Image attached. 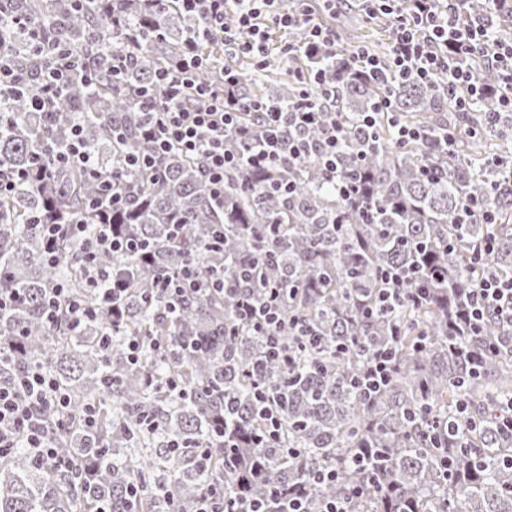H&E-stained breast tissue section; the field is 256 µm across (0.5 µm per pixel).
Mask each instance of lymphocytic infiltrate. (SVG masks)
I'll return each mask as SVG.
<instances>
[{"instance_id": "obj_1", "label": "lymphocytic infiltrate", "mask_w": 512, "mask_h": 512, "mask_svg": "<svg viewBox=\"0 0 512 512\" xmlns=\"http://www.w3.org/2000/svg\"><path fill=\"white\" fill-rule=\"evenodd\" d=\"M184 13L197 17L198 24L187 37L182 54L167 66L157 70L151 85L140 88L138 96L147 105L142 115L141 134L151 146L150 153L125 157L127 168H153L155 155L170 149L198 159L208 182L216 193L224 191V172L239 161L237 154L225 149L226 133H242L243 111L251 109L263 116L265 135L248 151V162L262 165L278 157L280 150L290 155L305 152L302 142H285L289 128H304L314 124L319 97L325 96L324 86L311 85L307 75H299L302 86L299 98L288 111L251 103L244 105L233 96L239 79L226 75L222 91H215L199 80L200 72L209 64L208 56L199 45L217 42L224 49L252 58L258 67H265L270 54V31L305 29L308 48L335 52L336 32L316 21L310 0H177ZM384 7L390 18V47L386 59L357 49L355 58L362 61L366 76L384 83L394 77L413 79L421 83L442 84L448 89L458 111H469L473 102L483 98L485 86L473 82L469 71L457 67L460 59H478L488 69L498 73V104L502 111L512 112V38L500 39L488 34L479 24L461 25L459 13L466 0H368ZM35 54L43 58L38 72V87L30 99L36 112H50L72 72L85 69L83 55L63 45L44 51L40 42L32 44ZM342 145L336 129H329L317 151L327 172V181L343 198L356 200L360 194L356 179L336 171V153ZM52 165L40 172L41 178H52L54 171L79 168L101 178L106 190L93 202L95 209L106 211L122 204L120 193L110 190L109 176L100 175L86 147L81 126H72L62 149L52 150ZM40 230L48 242L42 256L47 264H55L58 256L54 243L67 233L84 241L79 261L86 271V286L99 295V301L89 304L73 295L69 289L57 287L46 297L42 316L49 325H56L60 309H68L70 331H77L86 321L98 317L101 306H109L113 315H120L127 288L123 280L114 277L97 264L99 254L109 252L129 259L145 256L141 242L116 235L111 225L103 224L88 231L83 224H44ZM223 278L203 279L199 271L198 254H190L180 265L156 278L153 288L166 298L170 307H179L192 292L208 287L222 288ZM240 319L264 336L265 360L289 365L290 358L281 342L285 331H292L303 343L316 344L317 336L300 321L286 319L282 312V291L271 287L263 298L242 294L237 300ZM463 312L471 333H479L488 317L512 324V279L495 275L483 279L479 288L466 296ZM70 403L68 395L55 378L43 369H23L14 382L0 385V459L8 455L17 441H24L34 457L65 466L48 434L49 415L63 414ZM266 498H254L242 503L224 500V482H210L198 503L197 512H269Z\"/></svg>"}]
</instances>
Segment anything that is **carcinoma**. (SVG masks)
<instances>
[{"mask_svg": "<svg viewBox=\"0 0 512 512\" xmlns=\"http://www.w3.org/2000/svg\"><path fill=\"white\" fill-rule=\"evenodd\" d=\"M116 0L117 12L95 0H6L0 27L13 15L27 17L40 41L83 51L92 36L99 47L130 52L119 79L103 73L92 82L79 72L52 112H32L20 87L0 125V163L16 170L50 166L46 145L64 143L80 123L99 167L118 172L127 198L108 223L123 235L149 243L147 262L104 255L99 265L121 270L127 295L119 319L104 315L72 333L62 310L60 325L40 318L50 290L64 283L89 303L86 274L74 255L79 244L58 239V263L42 262L45 242L37 221L100 223L89 202L102 189L84 171L47 188L25 182L0 198V289H17L24 302L0 314V384L24 367L49 371L68 394L71 426L54 431L58 453L71 461L60 469L37 462L24 448L0 462V512H194L206 475L224 476V499L269 495L270 490L304 491L306 512H322L327 499L348 500V512H512V431L498 419L501 402L512 397V328L490 318L483 331L465 332L462 299L490 269L512 277V112L493 123L495 99L475 112H459L448 91L415 81L371 83L352 55L320 51L298 54L288 65L249 74V59L224 55L206 44L213 66L201 80L218 84L222 69L243 72L238 92L244 102L288 109L299 95L295 73L325 75L334 98L323 101L326 122L299 135L315 142L333 121L343 138L337 158L343 175L363 179L362 200L352 204L323 178L317 157L283 156L265 167L244 162L224 172V198L212 192L199 162L177 149L162 154L156 171L123 170L127 154L151 148L139 134L140 113L133 90L150 83L183 48L197 21L174 0ZM463 21L480 22L493 34L512 35V0H469ZM142 32L141 42L128 41ZM13 53L27 73L37 69L32 51ZM477 82L496 86L497 74L475 60ZM387 98L390 112L363 123ZM420 128L409 144L396 140L394 123ZM122 138L112 139V130ZM453 135L450 150L443 138ZM438 173L429 176L426 171ZM469 201L491 212L496 223L477 215L466 224L455 217ZM186 224L183 239L170 237L172 224ZM224 233V248L203 253V273L224 274V291H201L179 313L153 289L154 278L183 260L192 248ZM494 235L493 253L470 264L472 252ZM272 262L260 267L263 282L287 288L284 310L320 338L303 347L292 335L282 343L294 356L284 368L257 366L263 337L239 325L235 303L242 284L240 264L262 252ZM393 265L420 269L424 299L404 300L395 310L365 307L382 288L381 272ZM400 328L390 336V326ZM115 331L112 342L100 344ZM167 353L155 350L158 340ZM142 344L143 361H128L127 343ZM395 355L390 380L367 396L354 377L376 350ZM112 376V386L105 377ZM172 379L177 389L166 381ZM277 403L281 439L256 445L263 420L257 391ZM466 412H459L461 403ZM95 428L83 424L86 412ZM224 415V447L202 463L200 449L215 445L212 418ZM175 439L179 447L172 448ZM339 475L331 485H308L318 467Z\"/></svg>", "mask_w": 512, "mask_h": 512, "instance_id": "obj_1", "label": "carcinoma"}]
</instances>
